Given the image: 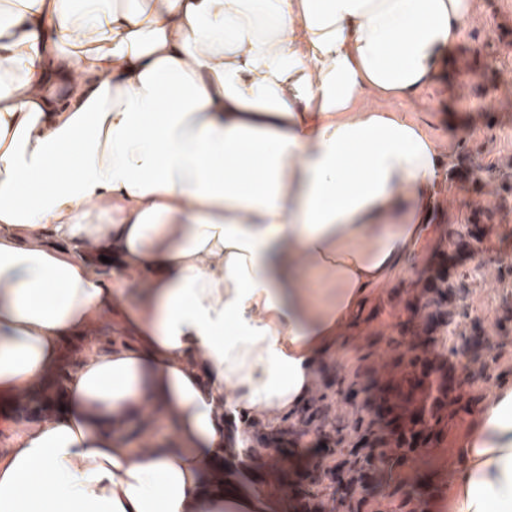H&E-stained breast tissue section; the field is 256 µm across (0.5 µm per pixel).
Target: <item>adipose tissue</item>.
<instances>
[{
    "label": "adipose tissue",
    "instance_id": "1",
    "mask_svg": "<svg viewBox=\"0 0 512 512\" xmlns=\"http://www.w3.org/2000/svg\"><path fill=\"white\" fill-rule=\"evenodd\" d=\"M474 0H0V512H224L222 404L288 413L431 230L445 166L356 112L443 79ZM94 243L132 278L109 288ZM108 311L122 343L61 374ZM175 440L126 432L143 406ZM512 512V387L447 469Z\"/></svg>",
    "mask_w": 512,
    "mask_h": 512
}]
</instances>
